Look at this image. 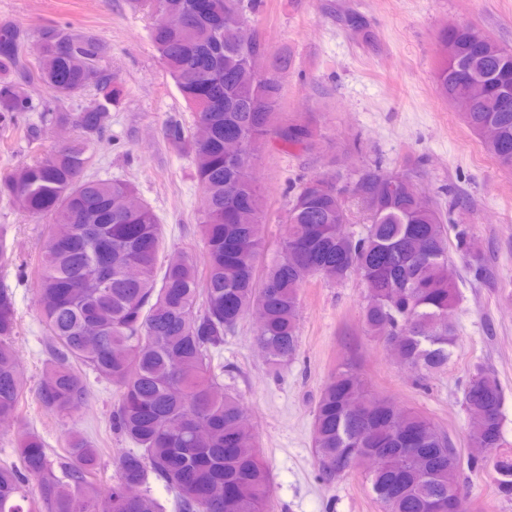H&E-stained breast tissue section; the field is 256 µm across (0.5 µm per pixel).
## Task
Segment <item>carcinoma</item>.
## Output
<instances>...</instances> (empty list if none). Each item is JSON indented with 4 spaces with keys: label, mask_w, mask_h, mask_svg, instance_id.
<instances>
[{
    "label": "carcinoma",
    "mask_w": 512,
    "mask_h": 512,
    "mask_svg": "<svg viewBox=\"0 0 512 512\" xmlns=\"http://www.w3.org/2000/svg\"><path fill=\"white\" fill-rule=\"evenodd\" d=\"M224 11V29L189 15L180 27L149 31L150 41L195 119L207 134L195 137L171 116L168 144L192 155L201 193L200 233L204 266L187 257L164 261L163 225L136 187L92 173V149L112 126V106L122 88L101 65L103 49L90 35L67 27L44 29L43 53L31 65L22 47L26 29L0 23V127L23 128L31 144L41 126L65 132L61 144L0 177V193L34 217L48 219L35 277L37 312L50 360L37 397L50 413L76 412L88 394L86 372L117 388L112 428L137 447L119 456L112 483L97 482L100 449L79 431L54 453L41 435H17V458L0 463V512H166L150 480L172 495V512H268L272 481L246 422L241 399L224 389L217 361L224 335L260 303L264 324L254 336L267 359L279 364L296 354L301 291L313 278L342 282L356 275L370 283L363 307L367 333L423 375L448 369L458 305L449 264V231L469 256V274L482 279L486 266L469 227L435 202H420L411 177L370 164L348 173L351 197L363 209V232L338 233L350 223L347 198L336 177L301 179L292 185L280 255L268 260L265 197L249 170L259 148L274 140L311 150L316 128L309 117L281 112L276 74L290 59L273 53L251 14L254 0H213ZM155 15L186 10L187 0H133ZM342 25L366 39L365 16L350 9ZM435 76L442 98H461V118L485 152L505 170L512 158V50L481 38L469 24L439 33ZM51 92L36 103L30 87ZM91 88L96 98L74 111L70 102ZM39 113V123L26 121ZM247 206L231 223L224 213L235 195ZM112 235V265L101 263L93 236ZM136 265L139 274L126 269ZM17 310L12 292L0 287V420L17 419L26 389L13 337ZM501 387L479 372L463 404L472 425L467 460L447 433L421 413L403 410L366 387L360 374L343 369L323 387L314 413L312 453L320 476L333 482L364 469L381 512H429L456 492L455 512H468L457 474L462 463L494 473L495 494L512 500V451L504 450ZM416 433L426 457L402 443ZM404 453V475L373 467V454ZM37 489L30 490L31 482Z\"/></svg>",
    "instance_id": "1"
}]
</instances>
